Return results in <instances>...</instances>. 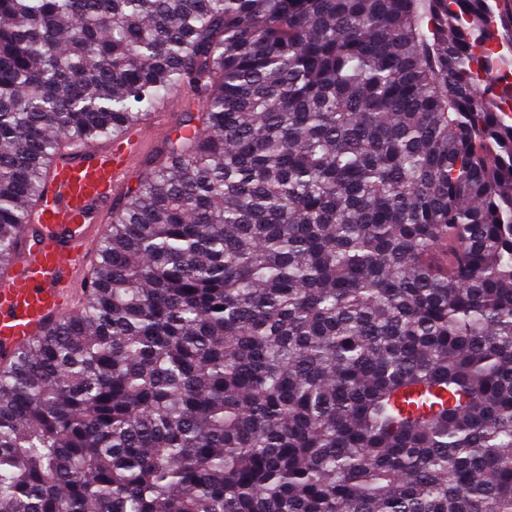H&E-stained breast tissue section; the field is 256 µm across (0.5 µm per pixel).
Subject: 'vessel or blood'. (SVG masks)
<instances>
[{
	"label": "vessel or blood",
	"instance_id": "obj_1",
	"mask_svg": "<svg viewBox=\"0 0 512 512\" xmlns=\"http://www.w3.org/2000/svg\"><path fill=\"white\" fill-rule=\"evenodd\" d=\"M171 128L169 108H160L109 147L87 148L53 169L13 264L0 273V360L75 307L105 206L124 193L153 133Z\"/></svg>",
	"mask_w": 512,
	"mask_h": 512
}]
</instances>
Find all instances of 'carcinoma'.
<instances>
[{"mask_svg": "<svg viewBox=\"0 0 512 512\" xmlns=\"http://www.w3.org/2000/svg\"><path fill=\"white\" fill-rule=\"evenodd\" d=\"M488 0H0V266L56 158L191 85L91 288L0 367V512H512ZM183 96L185 97L184 92L181 90ZM191 92H187V97L185 100L183 97H175L174 104L177 112H175L177 120L176 123L179 127L182 125L190 124V126L195 125L197 122H187L190 118H195L197 116V112H203L205 109V99L199 98L197 96H193L194 100L188 98Z\"/></svg>", "mask_w": 512, "mask_h": 512, "instance_id": "1", "label": "carcinoma"}]
</instances>
